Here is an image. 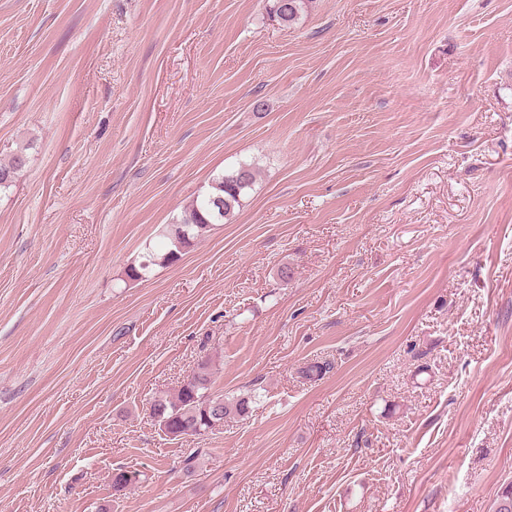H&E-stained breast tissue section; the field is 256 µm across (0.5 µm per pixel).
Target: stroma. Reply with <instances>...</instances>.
I'll return each mask as SVG.
<instances>
[{"label": "stroma", "mask_w": 512, "mask_h": 512, "mask_svg": "<svg viewBox=\"0 0 512 512\" xmlns=\"http://www.w3.org/2000/svg\"><path fill=\"white\" fill-rule=\"evenodd\" d=\"M20 149L0 512H494L512 0H311L289 27L267 0H0V162ZM241 162L240 207L130 279ZM205 358L248 417L165 435L152 397Z\"/></svg>", "instance_id": "stroma-1"}]
</instances>
